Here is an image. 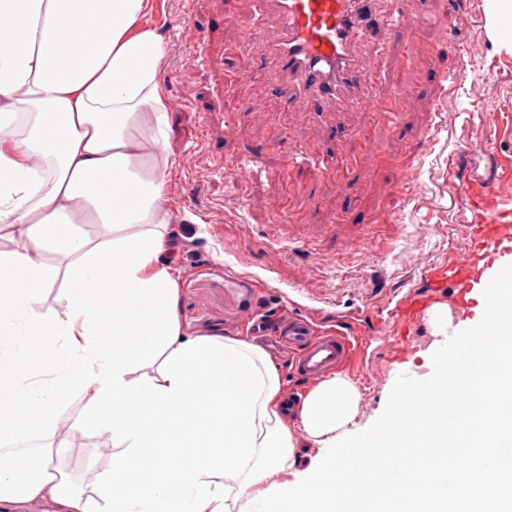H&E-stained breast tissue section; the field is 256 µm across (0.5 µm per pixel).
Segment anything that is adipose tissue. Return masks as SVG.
I'll return each mask as SVG.
<instances>
[{
	"label": "adipose tissue",
	"instance_id": "1",
	"mask_svg": "<svg viewBox=\"0 0 512 512\" xmlns=\"http://www.w3.org/2000/svg\"><path fill=\"white\" fill-rule=\"evenodd\" d=\"M152 0H0V409L37 391V430L0 432V512H356L329 484L361 432L341 372L306 395L297 425L269 354L184 332L164 208L165 172L144 154L167 106L164 44L139 27ZM44 346L46 377L15 355ZM103 437L75 483L76 433ZM409 434L399 413L364 435ZM53 468L20 477L29 433ZM263 484L258 496L249 487Z\"/></svg>",
	"mask_w": 512,
	"mask_h": 512
}]
</instances>
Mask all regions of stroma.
Instances as JSON below:
<instances>
[{"instance_id":"1","label":"stroma","mask_w":512,"mask_h":512,"mask_svg":"<svg viewBox=\"0 0 512 512\" xmlns=\"http://www.w3.org/2000/svg\"><path fill=\"white\" fill-rule=\"evenodd\" d=\"M154 2L146 22L165 43L158 80L168 112L145 135L162 136L173 161L165 206L182 235L185 330L248 338L252 316L273 327L289 308L322 328L355 319L377 374L357 416L370 426L401 374L431 376L442 344L423 320L397 351L383 340L388 311L422 287L425 270L465 252L480 216L512 215V0H468L455 28L393 38L391 0H364L363 53L378 94L414 86L394 100V122L296 111L271 61L245 54L233 0ZM475 42L481 54H463ZM229 71L251 84H228ZM292 146L334 153L336 164L314 180L289 173ZM235 159L248 162L241 193L222 172ZM405 171L415 186L392 192Z\"/></svg>"}]
</instances>
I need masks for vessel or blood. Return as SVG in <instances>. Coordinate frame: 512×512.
I'll return each mask as SVG.
<instances>
[{
  "instance_id": "vessel-or-blood-1",
  "label": "vessel or blood",
  "mask_w": 512,
  "mask_h": 512,
  "mask_svg": "<svg viewBox=\"0 0 512 512\" xmlns=\"http://www.w3.org/2000/svg\"><path fill=\"white\" fill-rule=\"evenodd\" d=\"M280 24L278 39L268 50L288 77L287 90L306 89L319 101L320 110L331 107L364 108L380 104L373 71L356 53L364 37L359 24L360 0H268ZM426 14L398 8L391 33L418 29ZM512 264V224L482 216L472 227L470 248L461 258L425 273L427 288L403 296L392 312V332L404 337L438 299L452 297L459 313H468L482 299L490 280ZM274 348L292 354L304 381L315 384L345 366L360 350L363 337L345 327L317 329L305 317L285 313L275 329L257 323Z\"/></svg>"
}]
</instances>
